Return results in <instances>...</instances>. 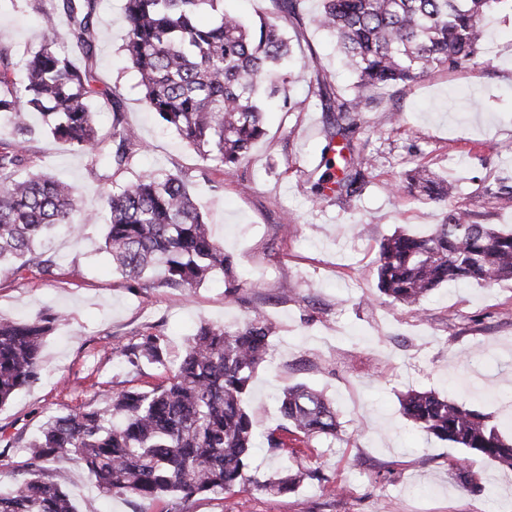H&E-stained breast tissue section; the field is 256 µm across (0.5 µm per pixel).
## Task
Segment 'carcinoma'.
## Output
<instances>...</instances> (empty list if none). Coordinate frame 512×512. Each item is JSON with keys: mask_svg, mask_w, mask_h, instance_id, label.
I'll return each instance as SVG.
<instances>
[{"mask_svg": "<svg viewBox=\"0 0 512 512\" xmlns=\"http://www.w3.org/2000/svg\"><path fill=\"white\" fill-rule=\"evenodd\" d=\"M512 0H322L313 23L331 34L355 75L350 95L321 74L311 85L334 113L332 127L347 136L358 113L374 104L379 88L407 85L434 69H456L484 55V19L494 5ZM302 0H270L269 16L247 25L224 12V0H124L125 51L137 72L145 105L215 168L234 173L255 142L266 135L259 94L282 98L294 111L287 78L279 68L290 57L281 17L301 22ZM100 0H61L42 12L47 36L27 51L24 74L13 77L14 48L0 43V122L13 135L0 140V264H33L47 272L50 258L34 252L50 228L66 225L75 235L97 222L78 217V190L41 171L24 177V144L32 134L30 112L48 132L91 156L101 179L132 165L134 132L122 121V99L102 88L94 74ZM65 16L63 42L85 63L56 47L58 15ZM104 97L113 112L102 137L93 101ZM369 160L345 162L333 181L338 198H354L366 183ZM408 192L433 200L448 197L447 180L418 165L405 173ZM105 244L129 284L142 285L156 271L165 283L193 292L221 273L226 295L238 299L241 284L182 176L140 173L108 194ZM377 288L385 301L415 307L452 282L480 285L512 279V231L478 224L458 208L425 235L394 233L377 251ZM62 315L44 311L27 321L0 316V407L41 374V349ZM275 328L261 312L236 328L203 324L187 339L182 359L165 383L129 389L101 408H82L46 418L26 445L24 477L0 487V512H79L45 464L76 460L99 491L141 500L167 498L181 504L204 494L261 491L284 494L318 472L300 468L262 483L248 475L257 440L272 450L299 453L314 440L336 437L339 414L325 394L305 384L288 388L280 401L285 424L256 430L243 396L255 369L265 362ZM164 340L156 335L120 348L131 363H163ZM401 412L428 436L450 442L471 456L512 469V439L487 417L433 390L407 391ZM468 458L456 461L451 479L473 486Z\"/></svg>", "mask_w": 512, "mask_h": 512, "instance_id": "cac0c4a2", "label": "carcinoma"}]
</instances>
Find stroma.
I'll list each match as a JSON object with an SVG mask.
<instances>
[{
    "label": "stroma",
    "mask_w": 512,
    "mask_h": 512,
    "mask_svg": "<svg viewBox=\"0 0 512 512\" xmlns=\"http://www.w3.org/2000/svg\"><path fill=\"white\" fill-rule=\"evenodd\" d=\"M320 0H304L300 27L279 25L293 40L290 94L264 114L266 135L237 172L205 167L199 155L147 111L137 73L126 61L124 0H101L96 72L122 97V118L138 142L133 165L114 184L158 171L185 176L214 238L244 283L238 302L217 274L187 293L151 280L129 288L105 250V227L81 237L51 232L36 252L54 261L52 274L33 265L0 267V315L29 319L43 311L64 319L46 337L39 379L0 408V486H13L24 445L45 417L101 407L113 393L164 381L200 324L233 327L261 311L278 328L272 356L256 370L246 403L260 430L283 423L279 398L303 383L335 403L342 425L335 439L289 456L259 445L251 473L260 481L284 469L316 468L323 481H304L274 495L249 491L186 502L183 512H512V470L467 458L477 491L459 487L448 470L462 449L431 438L402 415L408 389L434 390L476 409L512 437V280L491 286L444 285L418 308L378 296L379 242L395 232L423 234L448 207L475 221L512 229V198L486 187H512V14L488 26L483 63L435 70L410 85L377 90L381 103L360 113L351 158L373 163L361 194L345 201L316 194L325 172L332 127L310 85L316 74L342 90L352 78L335 43L311 24ZM44 38L34 0H0V42L18 49ZM25 145L26 168L76 185L84 212L103 209L104 185L93 163L42 133L39 115ZM423 165L445 176L448 201L397 189L402 170ZM153 333L165 340V366L132 365L119 346ZM49 470L78 504L95 512H170L167 501L102 496L83 469L61 458Z\"/></svg>",
    "instance_id": "obj_1"
}]
</instances>
